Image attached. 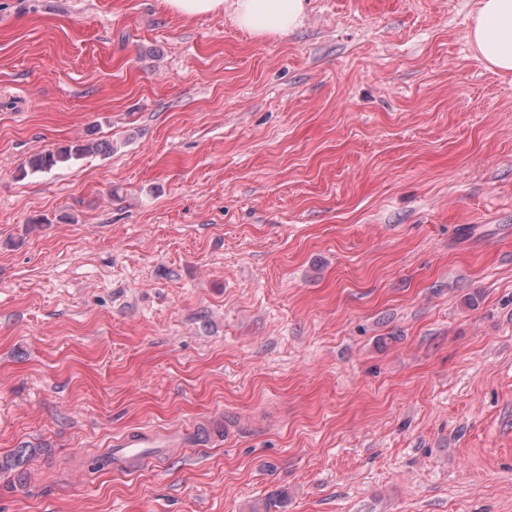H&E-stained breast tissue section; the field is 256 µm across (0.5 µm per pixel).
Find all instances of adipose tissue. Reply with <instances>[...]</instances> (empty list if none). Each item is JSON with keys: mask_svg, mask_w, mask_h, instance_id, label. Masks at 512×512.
Listing matches in <instances>:
<instances>
[{"mask_svg": "<svg viewBox=\"0 0 512 512\" xmlns=\"http://www.w3.org/2000/svg\"><path fill=\"white\" fill-rule=\"evenodd\" d=\"M236 24L264 37L284 35L305 17L306 0H233ZM469 39L494 69L512 73V0H478Z\"/></svg>", "mask_w": 512, "mask_h": 512, "instance_id": "1", "label": "adipose tissue"}]
</instances>
